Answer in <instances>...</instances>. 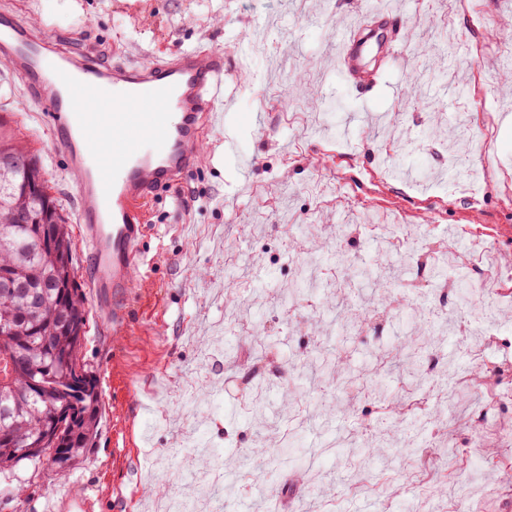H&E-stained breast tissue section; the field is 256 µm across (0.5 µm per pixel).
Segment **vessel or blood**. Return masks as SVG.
<instances>
[{
	"mask_svg": "<svg viewBox=\"0 0 512 512\" xmlns=\"http://www.w3.org/2000/svg\"><path fill=\"white\" fill-rule=\"evenodd\" d=\"M377 19L365 35L339 41L348 83L369 56L387 50L403 22L398 11L378 12ZM0 56L36 105L48 109L54 137L81 176L76 221L90 286L101 319L122 335L147 229L145 203L199 159L193 145L204 120L217 117L213 86L224 58L186 52L167 63L109 65L95 51L75 50L9 21L0 24ZM89 103L94 111H86Z\"/></svg>",
	"mask_w": 512,
	"mask_h": 512,
	"instance_id": "vessel-or-blood-1",
	"label": "vessel or blood"
}]
</instances>
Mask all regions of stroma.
<instances>
[{"label":"stroma","mask_w":512,"mask_h":512,"mask_svg":"<svg viewBox=\"0 0 512 512\" xmlns=\"http://www.w3.org/2000/svg\"><path fill=\"white\" fill-rule=\"evenodd\" d=\"M404 14L388 50L369 61L362 88L339 71L337 38L369 25L376 0H0L31 32L84 46L112 58L114 50L171 62L185 50L224 56L218 98L230 105L223 123L203 124L199 163L156 191L140 242L144 264L127 306L131 326L113 335L101 321L88 259L76 224L80 178L36 115L18 74L0 61V121L34 150L70 226L78 282L86 297L83 355L102 392L103 422L93 448L62 474L54 465L23 463L0 472V512H49L53 494L70 487L91 498L92 512H152L157 498L185 495L191 466L182 445L190 431L224 457L225 512L255 494L254 448L287 451V469L271 477L287 485L280 512H348L379 504L394 512H502L498 489L512 428L490 423L472 463L454 448H434L375 466L385 484L332 487L358 451L365 421L384 417L374 392L429 400L430 384L398 369L393 345L415 327L401 291L419 295L427 315L454 317L459 303L441 305L428 278L442 244L452 243L477 269L489 254L512 262V83L493 55L465 54L449 67L440 50L455 28L479 30L471 11L448 0H392ZM433 78L423 99L406 85ZM480 76L492 111L491 129L471 125V149L485 152L488 170L456 166L453 140L465 125L451 87ZM297 225L286 233L285 225ZM347 232L351 266L334 259L336 235ZM414 242L403 260L382 251L380 237ZM393 265L399 282L381 290L357 269ZM352 324L337 334L331 310ZM343 356L351 382L294 376L273 388L269 417L250 413L255 386L283 362L312 361L322 337ZM342 402L351 422L322 425L324 405ZM339 434L327 454L318 448Z\"/></svg>","instance_id":"35a3bbf8"}]
</instances>
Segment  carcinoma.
Instances as JSON below:
<instances>
[{
    "label": "carcinoma",
    "instance_id": "carcinoma-1",
    "mask_svg": "<svg viewBox=\"0 0 512 512\" xmlns=\"http://www.w3.org/2000/svg\"><path fill=\"white\" fill-rule=\"evenodd\" d=\"M21 148L14 134L0 123V170L7 169L12 175L11 182H0V200H21L25 213L41 221L43 199L23 194L21 186L34 173L44 176L43 169L34 154L29 168L15 166L13 155ZM7 219V212L0 213V229H7L0 244V317H9L13 323L11 334L0 336V469L14 468L25 460L36 464L44 458L65 469L93 447L102 421L98 381L82 363L83 343L71 336L74 327L86 325L85 300L76 278H67L56 255L41 247L38 224H9ZM52 230L58 246L68 250L70 268H75L63 215H57ZM30 292L47 294L52 303L36 310ZM449 332L448 321H423L420 336L397 358L399 366L416 370L422 363L420 345ZM319 358L328 373L342 375L339 352L329 349ZM35 373L46 377L47 389L42 394L29 388L28 378ZM387 420L394 423L387 437L395 453L415 451L411 434L425 427L419 413L396 412ZM55 422L62 427L55 445L40 456L23 453ZM257 460L262 468H288V457L276 452L261 451Z\"/></svg>",
    "mask_w": 512,
    "mask_h": 512
}]
</instances>
